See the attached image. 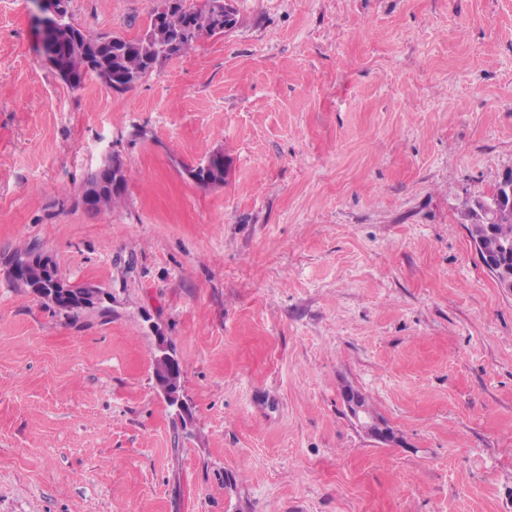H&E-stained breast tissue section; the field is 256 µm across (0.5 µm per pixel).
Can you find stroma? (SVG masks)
<instances>
[{"mask_svg":"<svg viewBox=\"0 0 512 512\" xmlns=\"http://www.w3.org/2000/svg\"><path fill=\"white\" fill-rule=\"evenodd\" d=\"M157 3L70 12L130 37ZM236 7L116 94L63 83L0 0V512H512V295L461 214L512 173V0ZM217 148L224 185L190 181ZM113 153L125 190L88 209ZM25 250L101 306L29 293ZM475 242L478 250H476L477 256L482 265L488 270H492L495 275L500 288H504L509 293H512V269L502 265H498L494 260L490 259L487 254H483V239L476 236ZM485 257V259L483 258ZM50 261L43 254L31 253L22 256L17 262H11L7 271L12 278L18 276L20 271L27 275L32 269L46 267L50 264ZM344 406L354 422L376 440L379 442L392 440V432L372 416L367 407L362 405L358 393L347 391Z\"/></svg>","mask_w":512,"mask_h":512,"instance_id":"stroma-1","label":"stroma"}]
</instances>
